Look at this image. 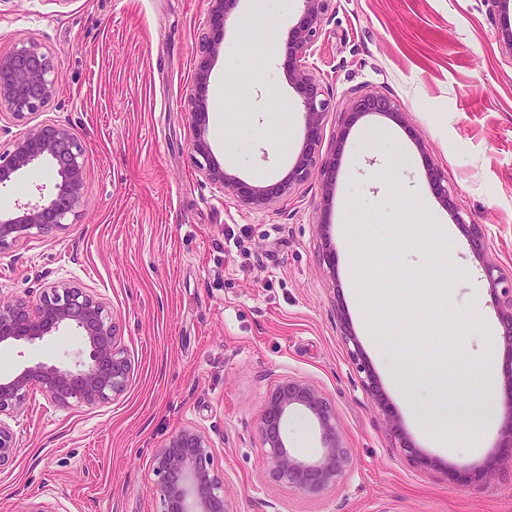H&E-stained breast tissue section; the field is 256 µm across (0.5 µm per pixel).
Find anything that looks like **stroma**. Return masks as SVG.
<instances>
[{
	"label": "stroma",
	"mask_w": 512,
	"mask_h": 512,
	"mask_svg": "<svg viewBox=\"0 0 512 512\" xmlns=\"http://www.w3.org/2000/svg\"><path fill=\"white\" fill-rule=\"evenodd\" d=\"M210 11V0H0V53L37 43L58 74L54 100L26 123L71 127L87 158L78 216L0 254V299L35 300L54 282L84 289L113 315L132 368L106 402L62 407L29 392L8 419L18 451L0 467V512H161L153 452L186 425L209 437L231 512H512V479L484 476L506 345L483 277L489 262L512 274V0H334L308 64L333 102L320 150L335 155L336 181L311 177L260 211L194 161L186 88ZM300 16L299 0L261 17L239 0L210 61L212 159L251 185L287 178L302 147L287 54ZM245 37L259 53L240 62L229 48ZM369 91L406 117L344 125ZM283 112L284 152L272 128ZM23 124L0 114V146ZM432 166L450 204L428 185ZM53 183L46 164L21 174L0 189V212ZM433 221L448 227L447 250L404 231ZM468 223L483 226L484 251L471 249ZM230 231L241 245L228 250ZM80 347L71 329L0 346V375ZM288 377L331 400L351 454L340 483L315 493L267 475L259 417ZM415 400L493 417L443 448L415 423ZM389 413L434 467L396 447ZM287 433L298 455L319 452L306 411Z\"/></svg>",
	"instance_id": "1"
}]
</instances>
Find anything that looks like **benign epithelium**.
<instances>
[{
  "mask_svg": "<svg viewBox=\"0 0 512 512\" xmlns=\"http://www.w3.org/2000/svg\"><path fill=\"white\" fill-rule=\"evenodd\" d=\"M213 2L211 31L198 35L200 64L186 93L191 123L195 129L192 149L199 171L216 189L228 191L245 206L260 210L270 202L289 195L292 187L317 175L328 182L336 175V158L322 157L319 149L320 127L332 108L321 81L305 65L304 59L322 32V23L332 0H301L302 17L288 41V77L302 96L305 138L288 180L268 187H253L224 172L210 162V146L205 138L208 60L221 50V41L211 36L220 31L237 0ZM57 77L51 58L34 42H23L12 51L0 53V111L16 119L45 108L56 96ZM401 115L402 109L390 98L363 93L354 98L344 112L351 125L368 113ZM49 163L58 177L54 192L46 197L37 188L39 198L16 204L0 213V252L31 234V230L49 232L66 226L69 217L78 214L85 193L86 157L77 135L67 126L38 124L25 127L0 151V185L12 182L22 171ZM431 190L448 202L451 191L442 173L427 171ZM484 277L496 313L504 329V341L512 348V278L489 263ZM62 328H72L83 341L77 360L61 364L37 362L9 377L0 379V416L22 407L27 393L40 390L59 406L72 401L106 402L121 395L131 377V364L117 344V326L102 303L81 288L52 283L38 300L15 298L0 301V344L34 345ZM505 412L499 447L504 457L486 466L490 476L502 471L504 462H512V373L506 379ZM303 408L312 416L320 432L322 448L314 459H302L288 448L285 424L290 414ZM259 430L269 476L279 482L312 492L335 484L350 462V450L337 430L336 411L314 385L288 378L268 395L260 415ZM17 453L10 425L0 419V466L11 463ZM153 474L164 505V512H230L224 500V479L213 468L208 437L195 427L174 432L153 453Z\"/></svg>",
  "mask_w": 512,
  "mask_h": 512,
  "instance_id": "7a95c632",
  "label": "benign epithelium"
}]
</instances>
